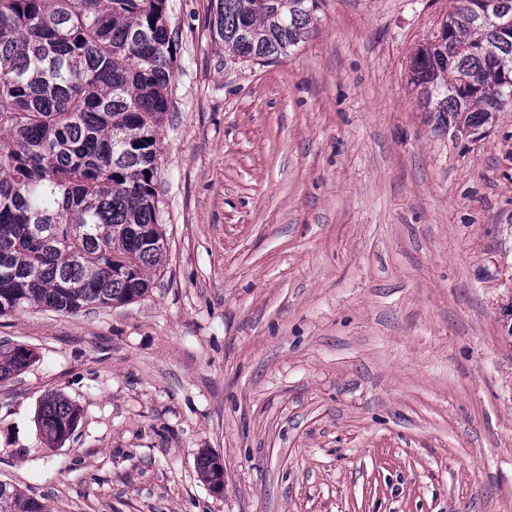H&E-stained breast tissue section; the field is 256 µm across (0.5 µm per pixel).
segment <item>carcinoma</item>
<instances>
[{"instance_id": "cac0c4a2", "label": "carcinoma", "mask_w": 512, "mask_h": 512, "mask_svg": "<svg viewBox=\"0 0 512 512\" xmlns=\"http://www.w3.org/2000/svg\"><path fill=\"white\" fill-rule=\"evenodd\" d=\"M320 0H210V32L224 57L271 61L315 28ZM446 38L411 55V84L435 128L482 130L512 101L490 107L480 87L512 77V0H454ZM177 32L167 0H0V316L38 305L75 313L143 297L163 264L156 180L171 112ZM32 350H0V380ZM79 408L45 396L37 415L50 443ZM201 478L224 483L214 457ZM0 512H46L0 482Z\"/></svg>"}]
</instances>
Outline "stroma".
Listing matches in <instances>:
<instances>
[{"label": "stroma", "mask_w": 512, "mask_h": 512, "mask_svg": "<svg viewBox=\"0 0 512 512\" xmlns=\"http://www.w3.org/2000/svg\"><path fill=\"white\" fill-rule=\"evenodd\" d=\"M168 4L164 264L122 306L0 316L35 354L0 481L49 512H512V103L478 138L419 108L448 0H321L263 64ZM50 391L80 409L58 445ZM215 464L222 469V464L215 458ZM214 464V457H212L207 452H202L199 454L197 458V466H198V472L201 475V478L210 485H215L212 488L214 490H220L222 489V486H224V470L222 472H219L216 469V466ZM216 484H222L216 485Z\"/></svg>", "instance_id": "1"}]
</instances>
